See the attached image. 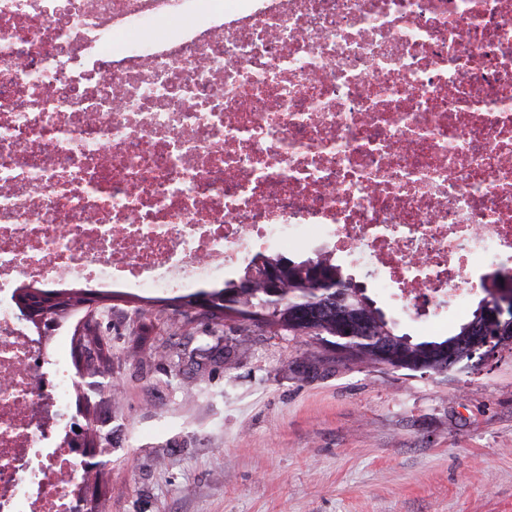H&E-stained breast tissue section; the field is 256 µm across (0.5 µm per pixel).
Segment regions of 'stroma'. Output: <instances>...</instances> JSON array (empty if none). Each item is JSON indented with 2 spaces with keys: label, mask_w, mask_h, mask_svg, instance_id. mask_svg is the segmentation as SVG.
<instances>
[{
  "label": "stroma",
  "mask_w": 512,
  "mask_h": 512,
  "mask_svg": "<svg viewBox=\"0 0 512 512\" xmlns=\"http://www.w3.org/2000/svg\"><path fill=\"white\" fill-rule=\"evenodd\" d=\"M343 271L416 342L451 334L485 296L405 308L373 268ZM90 326L112 374L73 368L69 413L89 399L110 436L104 512H512L511 349L410 376L124 289Z\"/></svg>",
  "instance_id": "1"
}]
</instances>
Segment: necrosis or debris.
Here are the masks:
<instances>
[{
    "label": "necrosis or debris",
    "mask_w": 512,
    "mask_h": 512,
    "mask_svg": "<svg viewBox=\"0 0 512 512\" xmlns=\"http://www.w3.org/2000/svg\"><path fill=\"white\" fill-rule=\"evenodd\" d=\"M317 240L408 305L512 255V0H0V512L89 503L17 288L192 293Z\"/></svg>",
    "instance_id": "1"
}]
</instances>
